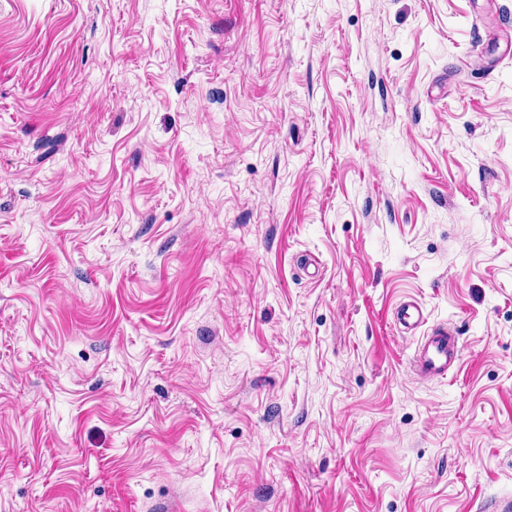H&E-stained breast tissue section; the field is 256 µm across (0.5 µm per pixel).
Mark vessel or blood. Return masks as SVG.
I'll return each mask as SVG.
<instances>
[{
  "instance_id": "1",
  "label": "vessel or blood",
  "mask_w": 512,
  "mask_h": 512,
  "mask_svg": "<svg viewBox=\"0 0 512 512\" xmlns=\"http://www.w3.org/2000/svg\"><path fill=\"white\" fill-rule=\"evenodd\" d=\"M396 321L403 328L420 331L421 337L412 358L414 371L427 379L447 377L460 361L458 332L445 324L427 325L419 303H402L396 310Z\"/></svg>"
}]
</instances>
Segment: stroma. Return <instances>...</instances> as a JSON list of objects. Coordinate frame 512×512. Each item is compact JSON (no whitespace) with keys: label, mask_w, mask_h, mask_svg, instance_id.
Returning <instances> with one entry per match:
<instances>
[{"label":"stroma","mask_w":512,"mask_h":512,"mask_svg":"<svg viewBox=\"0 0 512 512\" xmlns=\"http://www.w3.org/2000/svg\"><path fill=\"white\" fill-rule=\"evenodd\" d=\"M509 497L512 0H0V512ZM396 321L404 329L418 330L426 325L421 305L415 301L404 302L396 309ZM460 361V337L448 324L424 328L412 358L414 371L427 379L445 378Z\"/></svg>","instance_id":"1"}]
</instances>
